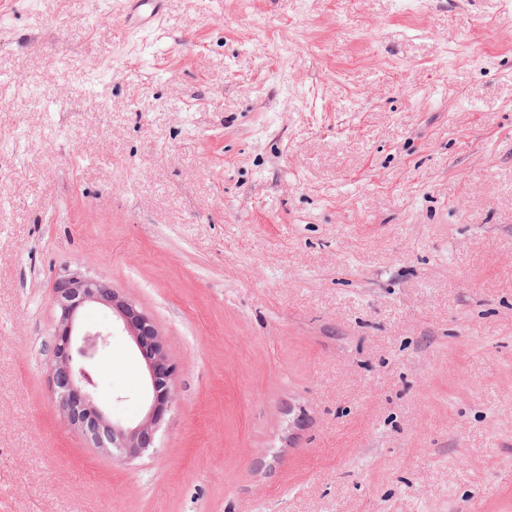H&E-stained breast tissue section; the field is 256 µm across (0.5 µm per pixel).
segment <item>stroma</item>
Returning a JSON list of instances; mask_svg holds the SVG:
<instances>
[{"label":"stroma","mask_w":512,"mask_h":512,"mask_svg":"<svg viewBox=\"0 0 512 512\" xmlns=\"http://www.w3.org/2000/svg\"><path fill=\"white\" fill-rule=\"evenodd\" d=\"M119 4L0 0V512H512V0ZM74 268L181 366L134 460L52 393ZM125 9L122 28L134 31L135 27L156 30L157 22L164 9V0H123Z\"/></svg>","instance_id":"35a3bbf8"}]
</instances>
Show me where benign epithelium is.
Wrapping results in <instances>:
<instances>
[{"mask_svg":"<svg viewBox=\"0 0 512 512\" xmlns=\"http://www.w3.org/2000/svg\"><path fill=\"white\" fill-rule=\"evenodd\" d=\"M56 323L50 346V381L69 424L94 447L119 448L130 457L151 447L174 400L180 368L155 322L135 302L80 269L67 270L53 286ZM104 307L129 337L141 371L144 402L140 418L111 420L94 396L90 367L110 344L111 332L86 322V311Z\"/></svg>","mask_w":512,"mask_h":512,"instance_id":"7a95c632","label":"benign epithelium"}]
</instances>
